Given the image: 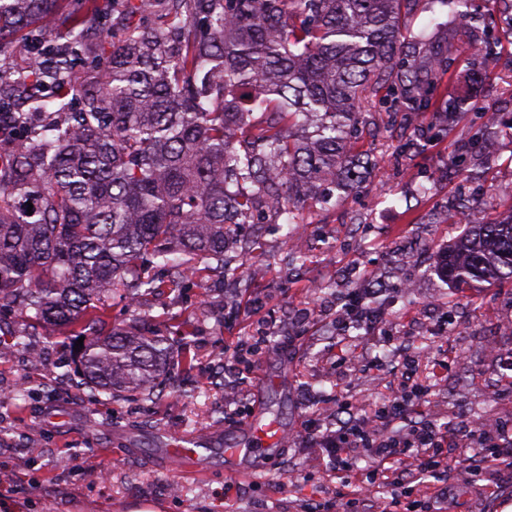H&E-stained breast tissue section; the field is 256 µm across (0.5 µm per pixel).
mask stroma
Here are the masks:
<instances>
[{
	"label": "stroma",
	"mask_w": 512,
	"mask_h": 512,
	"mask_svg": "<svg viewBox=\"0 0 512 512\" xmlns=\"http://www.w3.org/2000/svg\"><path fill=\"white\" fill-rule=\"evenodd\" d=\"M448 20L447 9L425 7L408 19L425 48L446 49L453 60L434 82L431 105L461 92L473 98L446 133L418 119L365 141L376 169L360 193L326 207L304 200L292 233L281 224L244 229L243 242L229 249L243 277L213 278L205 290L107 298L108 316L162 330L173 350L187 343L195 353L193 368L173 369L170 385L152 398L93 395L66 365L75 350L62 329L27 330L19 314L0 316V512H303L327 497L335 480L305 443L307 414L320 409L332 427L346 418L337 396L374 404L391 394L388 371L336 362V313L350 289L370 278L386 291L387 321L399 339L387 346L353 327V347L386 361L399 350L424 353L419 378L433 386L429 413L438 423L512 422V287L459 290L437 272L440 250L466 230L452 219L460 198L471 200L480 221L512 210V137L477 117L484 108L512 117V44L481 59L476 33L434 29ZM452 157L458 167H449ZM422 184L428 195H418ZM406 244L416 246L418 261H405ZM256 266L264 270L259 282L247 276ZM406 281L411 290L394 294ZM442 317L444 340L427 329ZM20 330L23 349L11 338ZM267 334L272 343L255 355L253 369L227 363L225 346ZM490 341L500 362L485 355ZM447 354L448 370L435 373V360ZM270 377L283 378V387L268 386ZM258 412L278 418L288 440L261 479L230 478L224 440ZM201 432L213 451L200 468H167L165 434ZM90 457L95 467L87 466ZM175 484L182 493H172ZM448 487V512L512 506V483L492 495L454 475Z\"/></svg>",
	"instance_id": "35a3bbf8"
}]
</instances>
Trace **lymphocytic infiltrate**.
<instances>
[{"label": "lymphocytic infiltrate", "instance_id": "f902f5d3", "mask_svg": "<svg viewBox=\"0 0 512 512\" xmlns=\"http://www.w3.org/2000/svg\"><path fill=\"white\" fill-rule=\"evenodd\" d=\"M380 294L377 288L354 289L336 316L337 330L356 325L366 335H384L383 314L374 307ZM418 365V355H404L393 394L383 406L369 408L349 397L337 399L338 408L349 412L338 429L324 428L317 414L307 416L304 427L310 446L325 459L337 483L329 498L309 504L305 512H359L372 486L428 483L433 490L415 500L414 512H447L452 471L476 478L502 463L512 480V428L435 423L427 412L432 386L419 381ZM362 460L368 462V472L360 471Z\"/></svg>", "mask_w": 512, "mask_h": 512}]
</instances>
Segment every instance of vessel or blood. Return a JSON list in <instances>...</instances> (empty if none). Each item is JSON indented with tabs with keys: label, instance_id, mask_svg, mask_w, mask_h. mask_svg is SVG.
Masks as SVG:
<instances>
[{
	"label": "vessel or blood",
	"instance_id": "b4317fda",
	"mask_svg": "<svg viewBox=\"0 0 512 512\" xmlns=\"http://www.w3.org/2000/svg\"><path fill=\"white\" fill-rule=\"evenodd\" d=\"M244 437L240 440L226 442L224 445V462L228 474L233 478L251 477L258 474L254 466L256 458L271 454L273 448L282 446L285 433L275 425L265 423L263 416L255 415L243 426ZM206 441L201 437L175 436L171 446L164 454L168 464L182 472H190L200 465L204 458Z\"/></svg>",
	"mask_w": 512,
	"mask_h": 512
}]
</instances>
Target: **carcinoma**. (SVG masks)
Listing matches in <instances>:
<instances>
[{
  "mask_svg": "<svg viewBox=\"0 0 512 512\" xmlns=\"http://www.w3.org/2000/svg\"><path fill=\"white\" fill-rule=\"evenodd\" d=\"M423 3L459 30L484 19L478 0H0V50L23 35L0 67V314L84 338L74 369L94 393L162 386L168 338L109 323L107 295L201 284L232 270L245 225L357 193L376 166L356 149L377 134L366 113L418 117L448 70L405 30ZM456 219L441 274L512 283V211Z\"/></svg>",
  "mask_w": 512,
  "mask_h": 512,
  "instance_id": "carcinoma-1",
  "label": "carcinoma"
}]
</instances>
